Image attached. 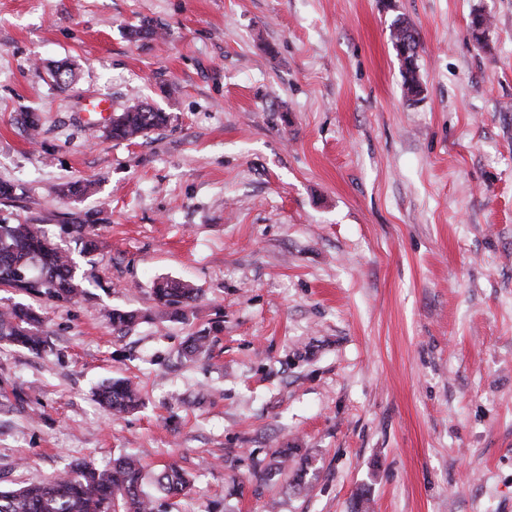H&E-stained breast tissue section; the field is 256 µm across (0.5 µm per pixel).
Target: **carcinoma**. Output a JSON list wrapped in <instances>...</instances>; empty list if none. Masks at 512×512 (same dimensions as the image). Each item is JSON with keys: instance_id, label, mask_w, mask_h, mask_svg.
I'll return each mask as SVG.
<instances>
[{"instance_id": "carcinoma-1", "label": "carcinoma", "mask_w": 512, "mask_h": 512, "mask_svg": "<svg viewBox=\"0 0 512 512\" xmlns=\"http://www.w3.org/2000/svg\"><path fill=\"white\" fill-rule=\"evenodd\" d=\"M488 17L477 12L470 30L478 46ZM413 28L397 19L391 25L392 44L410 37ZM401 64L404 95L415 98L422 93L417 75L418 42ZM168 117L148 104L134 99L115 114L104 135L114 140H135L149 135L167 124ZM65 233L82 241L83 252L96 249L89 239L86 225L69 224ZM0 287L12 288L33 299H47L62 304L77 303L88 291L76 276V265L68 246L53 237L35 220L9 223L0 220ZM200 289L182 282L164 279L157 282L152 295L157 307L175 319H183L186 310L199 298ZM112 331L121 333L139 319L134 311L114 310L108 314ZM40 353L48 346L42 317L29 305L14 303L0 308V342ZM187 356L196 358L208 351V336L187 339ZM98 397L114 415H121L141 405L137 387L128 380H116L101 388ZM148 475L132 454L115 458L112 466L99 469L89 463H78L49 482L30 483L10 491H0V512H167V498L190 489L191 482L180 469L169 466L153 476L159 495L144 491Z\"/></svg>"}]
</instances>
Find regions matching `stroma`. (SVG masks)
Wrapping results in <instances>:
<instances>
[{"instance_id":"1","label":"stroma","mask_w":512,"mask_h":512,"mask_svg":"<svg viewBox=\"0 0 512 512\" xmlns=\"http://www.w3.org/2000/svg\"><path fill=\"white\" fill-rule=\"evenodd\" d=\"M90 98L170 122L108 139ZM0 181V220L99 244L86 299L37 304L47 350L0 343V490L130 453L191 476L168 512H512V0H0ZM160 278L202 288L186 319ZM113 378L144 396L118 419ZM413 42V53L409 56L408 50H406L401 43L400 45V58H405V63L401 62V75H402V88L404 95L408 98L418 97L422 93V86L417 75V57H418V42L415 38ZM407 57V58H406Z\"/></svg>"}]
</instances>
